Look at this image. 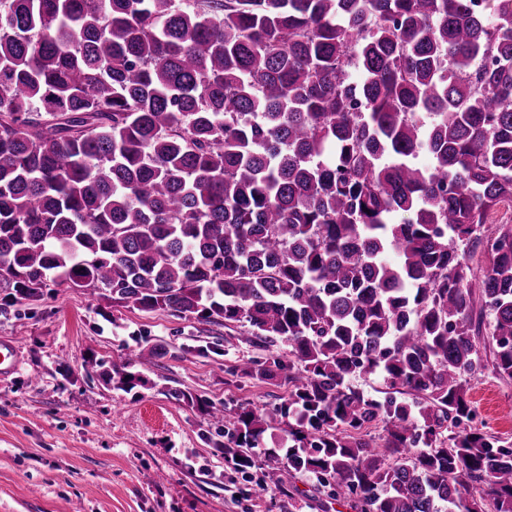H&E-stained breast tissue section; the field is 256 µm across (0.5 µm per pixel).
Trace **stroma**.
Returning a JSON list of instances; mask_svg holds the SVG:
<instances>
[{"label":"stroma","instance_id":"35a3bbf8","mask_svg":"<svg viewBox=\"0 0 512 512\" xmlns=\"http://www.w3.org/2000/svg\"><path fill=\"white\" fill-rule=\"evenodd\" d=\"M54 296L0 312V342L18 344L20 366L0 378V512H354L316 477L282 478L275 463L245 476L219 451L224 430L175 398L190 392L270 422L265 448L290 443L276 408L281 380L225 374L241 358L272 361L284 348L230 346L234 327L159 312L113 309L104 316L81 289L57 283ZM142 335L164 346L144 385L124 392L99 382L97 364ZM468 398L493 426L512 429V379L484 370Z\"/></svg>","mask_w":512,"mask_h":512}]
</instances>
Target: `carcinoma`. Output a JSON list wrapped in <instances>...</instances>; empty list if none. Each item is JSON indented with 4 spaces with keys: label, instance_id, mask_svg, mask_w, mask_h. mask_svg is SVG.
<instances>
[{
    "label": "carcinoma",
    "instance_id": "carcinoma-1",
    "mask_svg": "<svg viewBox=\"0 0 512 512\" xmlns=\"http://www.w3.org/2000/svg\"><path fill=\"white\" fill-rule=\"evenodd\" d=\"M506 204L512 0H0V306L55 276L287 346L227 372L288 381L285 473L359 512H512L467 399L486 316L512 378ZM135 342L104 386L167 354ZM174 395L255 467L262 416Z\"/></svg>",
    "mask_w": 512,
    "mask_h": 512
}]
</instances>
